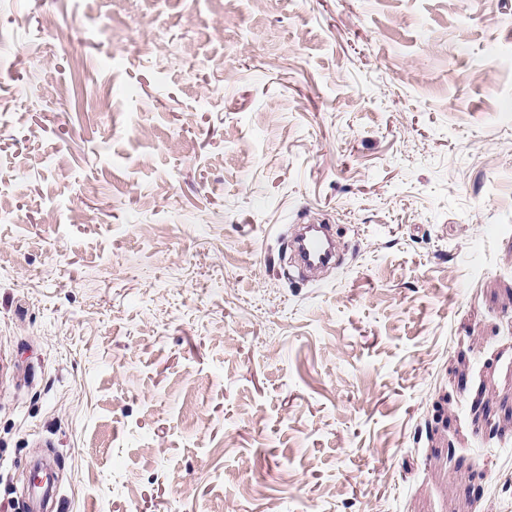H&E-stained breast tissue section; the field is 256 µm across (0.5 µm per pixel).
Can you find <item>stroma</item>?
<instances>
[{"instance_id": "35a3bbf8", "label": "stroma", "mask_w": 512, "mask_h": 512, "mask_svg": "<svg viewBox=\"0 0 512 512\" xmlns=\"http://www.w3.org/2000/svg\"><path fill=\"white\" fill-rule=\"evenodd\" d=\"M38 463L52 512H512V0H0V512ZM315 233L298 234L290 246L294 251L295 262L304 270L317 271L335 258L336 243L329 225H320Z\"/></svg>"}]
</instances>
